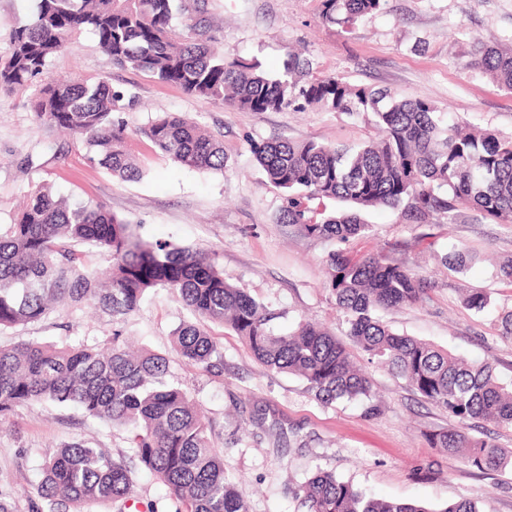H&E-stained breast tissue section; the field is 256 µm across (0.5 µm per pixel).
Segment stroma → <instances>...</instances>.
<instances>
[{
  "mask_svg": "<svg viewBox=\"0 0 512 512\" xmlns=\"http://www.w3.org/2000/svg\"><path fill=\"white\" fill-rule=\"evenodd\" d=\"M175 35L202 22L219 51L257 60L277 74L290 52L310 58L316 74H335L354 88L386 87L423 99L450 121L512 137V94L488 75L467 67L472 38L512 49V0H385L382 9L351 26L327 22L322 0H182ZM36 10V0H0V59L11 37ZM48 72L71 80L107 78L123 92L117 119L139 179L112 176L87 158L72 136L33 117V89L0 91V225L12 223L30 191L48 183L65 196L104 204L117 217L141 225L144 237L214 252L225 279L266 305L271 326L284 334L300 320L322 323L343 336L335 298L326 281L331 243L279 219L282 192L265 183L250 152L275 136L357 146L375 135L372 114L350 115L320 105L266 112H231L192 97L151 74L113 65L95 36L82 32L74 46L54 56ZM180 113L224 144L223 171L194 170L156 152L144 131L159 116ZM361 218L373 227L353 239L354 257L379 255L428 280L422 307L382 312L393 330L450 349L472 362H487L512 381V338L501 334V316L512 310V291L495 272L512 260V225L477 221L461 209L455 223L430 216L403 221L399 212L370 207ZM465 250L464 270H449L446 255ZM486 292L484 312L467 309L464 297ZM191 312L164 290L148 295L121 324L135 346L169 356L175 379L211 419L224 450V469L244 489L250 512H303L295 491L319 470L336 474L376 497L428 508L473 497L481 512H512V463L498 472L473 470L463 456L430 447L427 433L453 428L447 412L425 402L409 385L359 351L382 410L364 415L354 403L323 405L297 376L271 374L230 328L214 327L224 351V371L210 374L171 356L175 329ZM109 318L69 304L47 318L0 331V345L21 340L56 344L101 343ZM75 441L130 456L125 432L47 403L22 406L0 421V498L25 504L35 495L42 456ZM133 503L139 512H177L166 487L134 466Z\"/></svg>",
  "mask_w": 512,
  "mask_h": 512,
  "instance_id": "stroma-1",
  "label": "stroma"
}]
</instances>
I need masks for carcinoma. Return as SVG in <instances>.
Masks as SVG:
<instances>
[{"label": "carcinoma", "instance_id": "carcinoma-1", "mask_svg": "<svg viewBox=\"0 0 512 512\" xmlns=\"http://www.w3.org/2000/svg\"><path fill=\"white\" fill-rule=\"evenodd\" d=\"M176 0H37L32 19L15 30L10 56L0 61V89H26L44 75L54 54L91 31L119 67L151 73L191 96L234 112H265L319 104L336 112L374 117L377 137L356 148L271 138L250 144L266 181L287 206L282 220L338 244L371 227L360 210L402 209L416 222L438 215L454 222L461 207L496 224H512V138L464 133L445 123L427 102L401 99L389 89H351L337 75H314L312 63L292 55L284 72L269 77L255 61L219 52L196 26L178 42L172 36ZM384 0H324L323 18L351 25ZM467 66L482 70L512 92V51L475 40ZM123 94L106 79L53 81L32 99L35 120L64 129L97 162L122 179L140 169L123 149L125 128L113 119ZM146 136L161 154L201 171L224 170V145L177 114L154 120ZM327 201L349 209L325 215ZM137 225L103 204L57 195L42 185L16 222L0 225V331L48 317L69 302L107 315L115 324L158 290L172 293L196 318L173 334V350L190 368L220 373L223 348L208 325L230 327L267 371L299 376L318 402L357 401L378 413L369 376L357 369L336 335L309 321L286 335L270 328L266 307L224 279L216 254L150 243ZM86 245L109 256L105 276L86 266ZM328 283L346 336L369 362L403 378L427 403L457 423L429 434L432 448L461 454L483 472L500 469L504 452L490 435L471 433L483 421L512 426V382L488 363L468 362L445 349L399 334L376 313L423 304L426 280L408 267L367 255L331 254ZM170 359L134 353L120 331L102 345L23 341L0 346V419L33 403L78 407L88 416L128 432L133 459L168 489L181 512H249L240 485L224 472V450L189 393L168 380ZM38 496L64 512H88L133 492L122 457L86 442L43 456ZM306 512H430L411 503L370 496L329 472L314 474L295 493ZM437 512H480L463 498Z\"/></svg>", "mask_w": 512, "mask_h": 512}]
</instances>
